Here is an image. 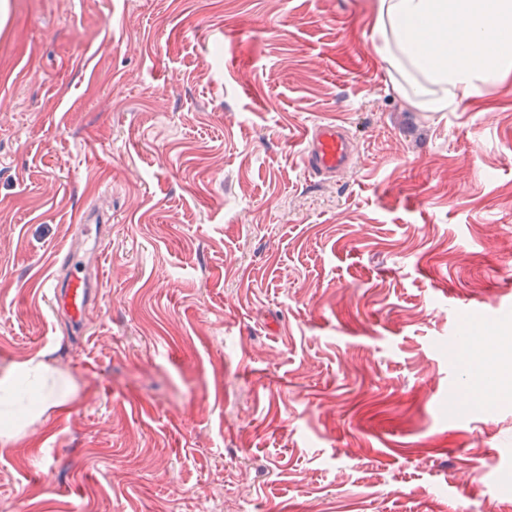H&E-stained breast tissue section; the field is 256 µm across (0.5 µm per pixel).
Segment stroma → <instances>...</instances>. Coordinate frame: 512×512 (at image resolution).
Returning <instances> with one entry per match:
<instances>
[{
    "label": "stroma",
    "mask_w": 512,
    "mask_h": 512,
    "mask_svg": "<svg viewBox=\"0 0 512 512\" xmlns=\"http://www.w3.org/2000/svg\"><path fill=\"white\" fill-rule=\"evenodd\" d=\"M371 3L6 0L0 371L77 392L0 446V512L512 502V77L411 106ZM331 120L358 164L322 180ZM100 207L76 336L48 286ZM478 322L493 392L463 402ZM304 142L302 164L308 174L335 175L353 164L351 138L339 123H314L305 132Z\"/></svg>",
    "instance_id": "obj_1"
}]
</instances>
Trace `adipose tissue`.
<instances>
[{"instance_id":"obj_1","label":"adipose tissue","mask_w":512,"mask_h":512,"mask_svg":"<svg viewBox=\"0 0 512 512\" xmlns=\"http://www.w3.org/2000/svg\"><path fill=\"white\" fill-rule=\"evenodd\" d=\"M376 52L399 74L397 89L427 112H452L512 72V0H376ZM73 384L42 359L0 373V442L15 440Z\"/></svg>"}]
</instances>
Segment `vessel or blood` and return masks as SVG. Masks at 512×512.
I'll use <instances>...</instances> for the list:
<instances>
[{
    "instance_id": "vessel-or-blood-1",
    "label": "vessel or blood",
    "mask_w": 512,
    "mask_h": 512,
    "mask_svg": "<svg viewBox=\"0 0 512 512\" xmlns=\"http://www.w3.org/2000/svg\"><path fill=\"white\" fill-rule=\"evenodd\" d=\"M305 146L302 164L313 175H334L349 169L353 164V145L343 125L323 121L314 123L304 135ZM108 216L91 210L78 218L81 251L60 252L59 259L66 268L65 275L50 284L51 299L57 311L63 313L75 328H82L93 301L97 281L88 273L103 253V244L92 237L93 226L107 222Z\"/></svg>"
}]
</instances>
